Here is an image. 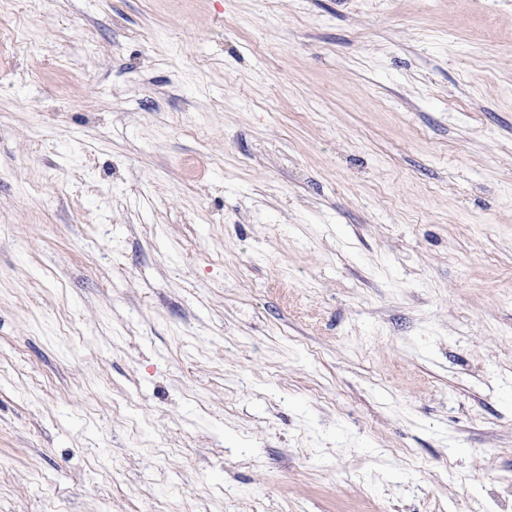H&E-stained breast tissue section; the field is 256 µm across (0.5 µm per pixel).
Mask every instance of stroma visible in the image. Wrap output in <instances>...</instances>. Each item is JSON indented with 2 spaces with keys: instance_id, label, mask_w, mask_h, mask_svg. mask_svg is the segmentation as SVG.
<instances>
[{
  "instance_id": "35a3bbf8",
  "label": "stroma",
  "mask_w": 512,
  "mask_h": 512,
  "mask_svg": "<svg viewBox=\"0 0 512 512\" xmlns=\"http://www.w3.org/2000/svg\"><path fill=\"white\" fill-rule=\"evenodd\" d=\"M0 23V512H512V0Z\"/></svg>"
}]
</instances>
